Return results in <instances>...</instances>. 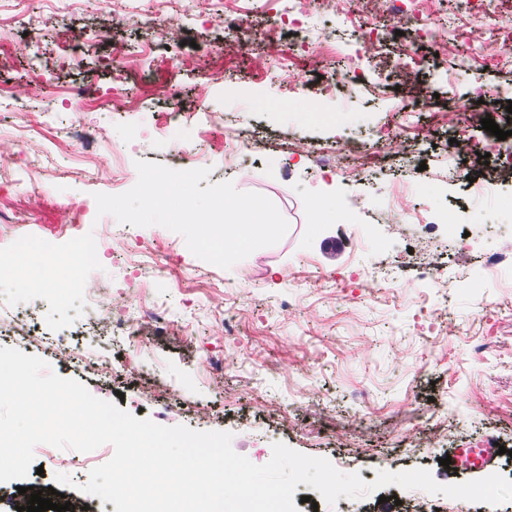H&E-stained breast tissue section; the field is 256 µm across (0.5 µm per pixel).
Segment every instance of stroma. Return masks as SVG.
<instances>
[{
	"label": "stroma",
	"instance_id": "stroma-1",
	"mask_svg": "<svg viewBox=\"0 0 512 512\" xmlns=\"http://www.w3.org/2000/svg\"><path fill=\"white\" fill-rule=\"evenodd\" d=\"M356 2L337 0L327 11L321 0H0V89L9 99L0 109V234L51 241L42 264L52 292L95 281L111 297L113 315L131 322L136 312L123 293L137 283L145 300L185 330L179 337L140 327L134 348L103 340L101 354L114 369L108 379L81 362L52 361L46 347L12 336L0 335V347L49 361L59 376L135 418L230 432L233 449L257 465L269 462L280 442L368 483L380 471L422 468L449 485L476 475L445 468L440 458L498 443L506 452L491 470L512 480V276L491 284L482 270L487 253L512 251V236L484 223L491 213L512 218V174L494 161H467L446 122L468 103L492 113L512 144V62L475 57L461 71L447 45L420 39L421 24L459 27L458 0H419L414 21L379 10L384 39L354 32L347 17ZM239 15L246 31L225 41V18ZM169 25L178 40L162 38ZM62 38L81 65L60 53ZM309 41L320 42L321 52H308ZM405 52L420 54L422 66L400 68ZM279 59L286 69L276 67ZM339 68L355 79L320 94V77ZM287 75L301 79L304 90L288 91ZM476 80L491 89L499 112L472 103ZM84 85L94 88L86 103L73 96ZM170 90L175 100H168ZM173 105L192 129L206 130L201 155L182 160L177 146L165 144L158 115ZM228 124L262 139L248 173L224 167ZM381 127L388 133L379 139ZM348 136L376 145L382 157L356 183L348 171L363 167V158L341 152ZM319 148L335 153L334 172L318 170ZM139 160L206 168L209 183L264 195L288 231L224 270L195 257L163 226L98 215L95 194L131 189ZM460 161L472 177L493 178L485 196L472 198L449 180V165ZM401 190L410 208L436 223L395 234L388 213ZM322 200L331 210L319 224L312 212ZM448 212L459 217L453 230L468 234L467 250L449 238L440 220ZM106 230L126 253L92 267L73 263L71 240ZM162 241L174 251H154ZM423 244L448 281L466 273L465 287L405 280L390 293L376 288L373 271L408 264ZM227 306L237 311L230 335L218 315ZM484 339L498 342L496 354L474 352ZM216 355L226 362L220 374L210 368ZM136 360L151 368V383L132 374ZM359 391L369 392L367 406L353 402ZM435 406L448 421L447 438L409 447L411 436L429 434L413 412ZM113 454L109 444L71 449L70 466L58 469L38 450L34 464L44 472H29L26 481L98 512L101 498L81 487ZM306 494L298 512H413L432 504L428 493L396 485L333 505H311L315 491Z\"/></svg>",
	"mask_w": 512,
	"mask_h": 512
}]
</instances>
